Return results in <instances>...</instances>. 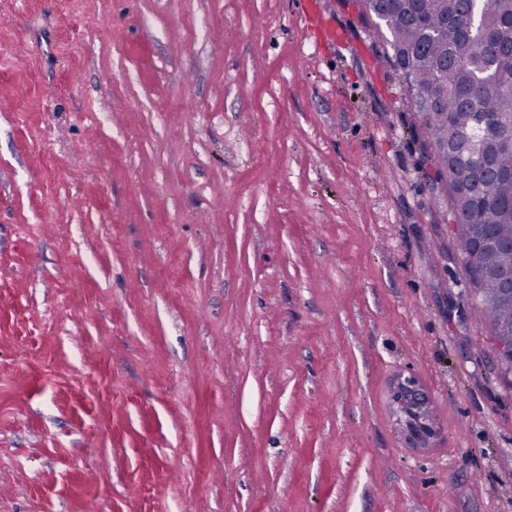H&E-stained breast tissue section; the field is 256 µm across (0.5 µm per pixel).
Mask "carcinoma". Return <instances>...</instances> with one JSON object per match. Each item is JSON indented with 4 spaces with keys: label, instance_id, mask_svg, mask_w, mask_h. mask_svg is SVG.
<instances>
[{
    "label": "carcinoma",
    "instance_id": "1",
    "mask_svg": "<svg viewBox=\"0 0 512 512\" xmlns=\"http://www.w3.org/2000/svg\"><path fill=\"white\" fill-rule=\"evenodd\" d=\"M381 43L383 59L400 73L433 189L448 202L462 257L485 238L512 242V155L497 142L512 138V0H357ZM512 268L500 248L466 267L479 283L473 297L490 336L512 340V294L495 277Z\"/></svg>",
    "mask_w": 512,
    "mask_h": 512
}]
</instances>
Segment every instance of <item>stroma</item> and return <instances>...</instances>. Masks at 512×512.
I'll list each match as a JSON object with an SVG mask.
<instances>
[{"instance_id":"stroma-1","label":"stroma","mask_w":512,"mask_h":512,"mask_svg":"<svg viewBox=\"0 0 512 512\" xmlns=\"http://www.w3.org/2000/svg\"><path fill=\"white\" fill-rule=\"evenodd\" d=\"M302 2L0 0V512H512L402 80ZM396 398L410 409H422L424 406L425 398L417 387L416 379L411 376L397 383Z\"/></svg>"}]
</instances>
